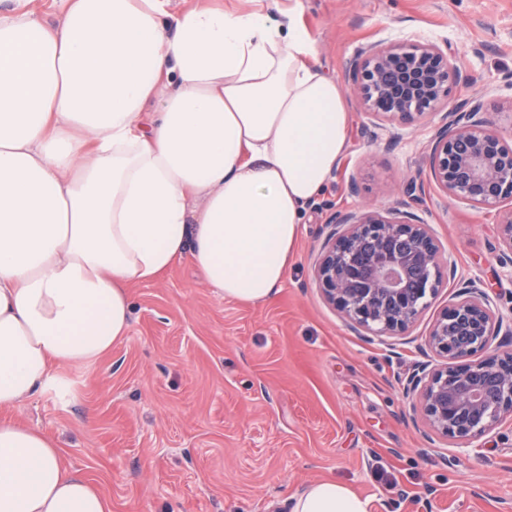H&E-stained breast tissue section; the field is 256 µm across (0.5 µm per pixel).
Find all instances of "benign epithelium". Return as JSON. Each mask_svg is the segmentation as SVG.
<instances>
[{"instance_id": "benign-epithelium-1", "label": "benign epithelium", "mask_w": 512, "mask_h": 512, "mask_svg": "<svg viewBox=\"0 0 512 512\" xmlns=\"http://www.w3.org/2000/svg\"><path fill=\"white\" fill-rule=\"evenodd\" d=\"M468 83L457 61L432 43L371 44L359 49L349 85L366 112L411 124L443 112L429 149L432 181L474 208L512 200V145L478 97L449 101L452 86ZM407 207L424 184L408 179ZM502 265L512 267V209L498 222ZM443 255L429 225L413 212L367 210L335 217L314 266L325 300L362 336H402L441 283ZM512 335V316L496 312L477 280L440 314L428 345L446 364L412 366L406 395L418 399L427 427L459 447L512 423V348L488 353L492 327Z\"/></svg>"}]
</instances>
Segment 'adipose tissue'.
<instances>
[{
    "label": "adipose tissue",
    "instance_id": "obj_1",
    "mask_svg": "<svg viewBox=\"0 0 512 512\" xmlns=\"http://www.w3.org/2000/svg\"><path fill=\"white\" fill-rule=\"evenodd\" d=\"M342 88L294 17L204 0H0V407L126 336V287L189 257L267 302L347 148ZM0 512H112L42 429L0 422ZM292 512H371L333 481Z\"/></svg>",
    "mask_w": 512,
    "mask_h": 512
}]
</instances>
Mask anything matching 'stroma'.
Wrapping results in <instances>:
<instances>
[{"instance_id": "35a3bbf8", "label": "stroma", "mask_w": 512, "mask_h": 512, "mask_svg": "<svg viewBox=\"0 0 512 512\" xmlns=\"http://www.w3.org/2000/svg\"><path fill=\"white\" fill-rule=\"evenodd\" d=\"M228 11L291 10L319 62L346 82L357 51L432 42L473 81L512 143V0H216ZM342 164L309 206L288 276L261 305L224 299L189 259L129 284L131 324L85 366L59 364L66 397L39 393L0 408V422L44 429L61 460L112 512H291L314 482L371 498L372 512H512V428L459 452L427 433L401 382L425 360L426 336L462 283L479 276L501 312L512 277L498 262V213L447 198L429 183V144L442 124L379 123L349 98ZM427 180L414 208L455 262L406 336L354 332L327 304L313 267L334 216L402 207L407 178Z\"/></svg>"}]
</instances>
